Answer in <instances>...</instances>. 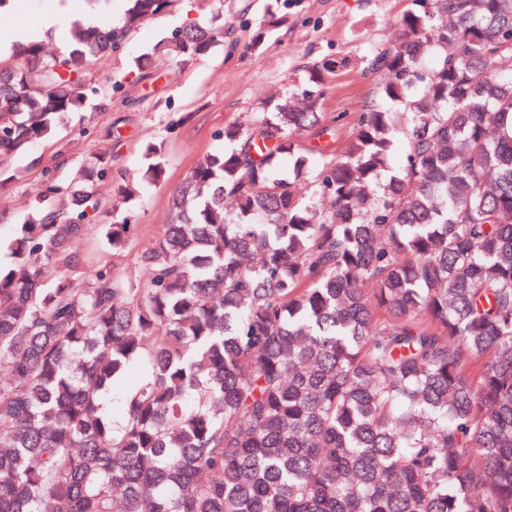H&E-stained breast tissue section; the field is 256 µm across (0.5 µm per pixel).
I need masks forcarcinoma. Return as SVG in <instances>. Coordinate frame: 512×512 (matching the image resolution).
<instances>
[{
	"label": "carcinoma",
	"instance_id": "cac0c4a2",
	"mask_svg": "<svg viewBox=\"0 0 512 512\" xmlns=\"http://www.w3.org/2000/svg\"><path fill=\"white\" fill-rule=\"evenodd\" d=\"M126 2L0 60L1 165L112 108L92 66L177 0ZM412 2L344 151L300 144L327 60L174 189L147 280L84 268L106 155L32 201L0 262V512H512V0ZM160 155L116 183L114 251Z\"/></svg>",
	"mask_w": 512,
	"mask_h": 512
}]
</instances>
